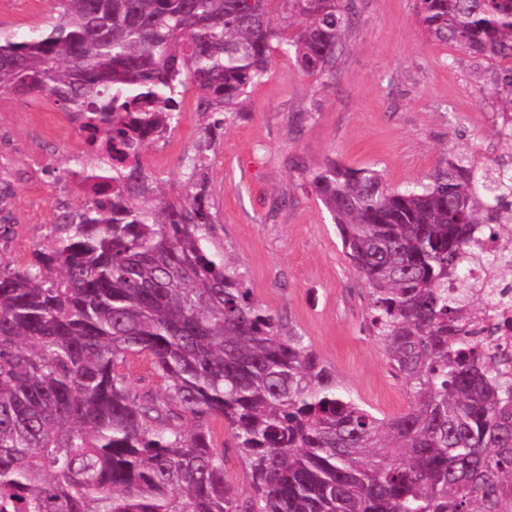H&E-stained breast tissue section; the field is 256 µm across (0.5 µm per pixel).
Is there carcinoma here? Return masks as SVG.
Instances as JSON below:
<instances>
[{
    "mask_svg": "<svg viewBox=\"0 0 512 512\" xmlns=\"http://www.w3.org/2000/svg\"><path fill=\"white\" fill-rule=\"evenodd\" d=\"M282 45L336 79L355 0H284ZM39 34L0 38V90L45 96L107 139L92 198L61 206L28 259L0 263V512H512V355L481 336L512 280V168L451 151L426 183L307 173L368 286V335L410 405L376 416L305 336L252 295L204 181L158 194L126 157L198 111L233 119L269 65L271 0H59ZM426 38L505 67L482 100L512 152V0H416ZM40 77L39 83L29 78ZM147 361L162 392L124 368ZM227 425L249 480L224 476Z\"/></svg>",
    "mask_w": 512,
    "mask_h": 512,
    "instance_id": "1",
    "label": "carcinoma"
}]
</instances>
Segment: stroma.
<instances>
[{"label": "stroma", "instance_id": "obj_1", "mask_svg": "<svg viewBox=\"0 0 512 512\" xmlns=\"http://www.w3.org/2000/svg\"><path fill=\"white\" fill-rule=\"evenodd\" d=\"M356 7L334 83L308 76L272 42L250 112L230 122L220 112L200 115L197 90L186 84L174 142L148 146L144 169L169 199L182 198L184 156L203 143L206 123L224 122L204 174L225 246L254 297L295 324L363 403L390 418L408 406L405 387L366 331L367 288L294 163L371 168L402 189L426 181L446 148L488 145L496 117L477 84L487 60L426 42L415 0ZM60 12L57 0H0V34L25 35ZM81 143L53 99L0 91V188L10 187L17 221V242L0 250V261L28 257L46 241L58 207L84 203L83 186L62 175Z\"/></svg>", "mask_w": 512, "mask_h": 512}]
</instances>
